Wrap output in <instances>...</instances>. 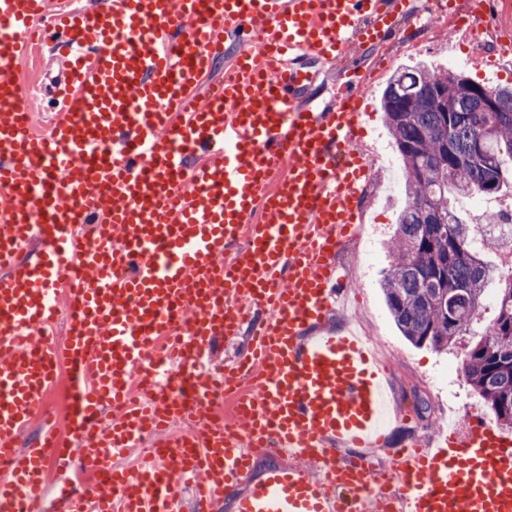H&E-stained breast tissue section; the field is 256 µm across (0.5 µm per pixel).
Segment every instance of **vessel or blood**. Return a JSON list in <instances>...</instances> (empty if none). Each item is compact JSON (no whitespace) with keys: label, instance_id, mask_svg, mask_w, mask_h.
Instances as JSON below:
<instances>
[{"label":"vessel or blood","instance_id":"vessel-or-blood-1","mask_svg":"<svg viewBox=\"0 0 512 512\" xmlns=\"http://www.w3.org/2000/svg\"><path fill=\"white\" fill-rule=\"evenodd\" d=\"M418 18L417 0H112L53 10L0 0V512H39L49 462L88 463L151 438L138 466L112 467L72 492L63 512H177L181 483L206 507L232 493L252 449L283 450L238 496L236 512H388L369 467L343 450L376 441L387 416L382 368L354 334L315 335L342 294L335 261L371 178L361 149L368 76L336 106L303 101L309 60L380 45ZM64 36L50 134L14 72ZM238 43L224 81L202 85L214 55ZM35 261L21 254L34 241ZM269 310L245 352L200 376V358ZM74 377L73 449L55 431L18 450L59 365L60 313ZM182 368L130 396L157 353ZM232 398L193 435L173 423ZM121 413L105 432V403ZM403 512H512V438L486 423L401 456Z\"/></svg>","mask_w":512,"mask_h":512}]
</instances>
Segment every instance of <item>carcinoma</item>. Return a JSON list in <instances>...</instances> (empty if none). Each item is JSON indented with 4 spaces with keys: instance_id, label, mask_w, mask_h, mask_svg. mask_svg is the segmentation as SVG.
Instances as JSON below:
<instances>
[{
    "instance_id": "cac0c4a2",
    "label": "carcinoma",
    "mask_w": 512,
    "mask_h": 512,
    "mask_svg": "<svg viewBox=\"0 0 512 512\" xmlns=\"http://www.w3.org/2000/svg\"><path fill=\"white\" fill-rule=\"evenodd\" d=\"M463 74L432 66L394 73L381 108L402 159L406 204L382 280L386 306L414 346L445 351L470 332L487 287L499 281L496 316L462 360L472 389L512 429V272L483 254L499 247L488 235L471 246L476 227L449 206L448 195L497 197L512 186V87H489L497 111L464 91Z\"/></svg>"
}]
</instances>
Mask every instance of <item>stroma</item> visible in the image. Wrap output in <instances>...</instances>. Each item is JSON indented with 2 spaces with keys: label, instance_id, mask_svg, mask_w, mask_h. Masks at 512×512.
Here are the masks:
<instances>
[{
  "label": "stroma",
  "instance_id": "1",
  "mask_svg": "<svg viewBox=\"0 0 512 512\" xmlns=\"http://www.w3.org/2000/svg\"><path fill=\"white\" fill-rule=\"evenodd\" d=\"M450 17L446 10L426 14L420 28L401 31L399 37L386 46L365 50L334 66L312 63L317 78L305 93L313 110L328 112L336 105L337 88L351 79L355 71L371 73L370 110L363 118L367 136L362 150L367 157L375 158L377 165L360 206L373 231L345 239L339 248L337 261L352 285V297L347 307L332 313L329 325L337 330L359 327L365 336L382 345L379 357L388 367L387 398L394 418L385 430L382 446L370 451L368 463L378 473L396 469L399 449L415 444L434 447L449 410H468L486 422L494 420L488 406L475 395L466 379L447 384L438 379L448 364L461 362L466 346L474 342L483 324L493 319L494 303H484L471 334L460 338L454 352H438L429 347H415L401 335L380 287L389 266V241L405 202L403 189L393 185L394 180L403 175L402 162L393 154L392 138L381 109V96L388 79L398 70L426 61L464 73L482 85H512V72L502 74L494 66L477 71L470 54L461 50L462 45L473 41L487 53L500 49L504 37L512 32V0H496L493 28L480 31L475 37L464 30L456 40H448L446 31ZM63 70L61 52L46 48L33 55L15 75L23 87L36 92L33 115L36 131H48L49 118L58 110L57 85ZM95 468L90 465L81 471L72 466L50 464L43 475V512H61L63 497L72 490L75 478L90 482Z\"/></svg>",
  "mask_w": 512,
  "mask_h": 512
}]
</instances>
